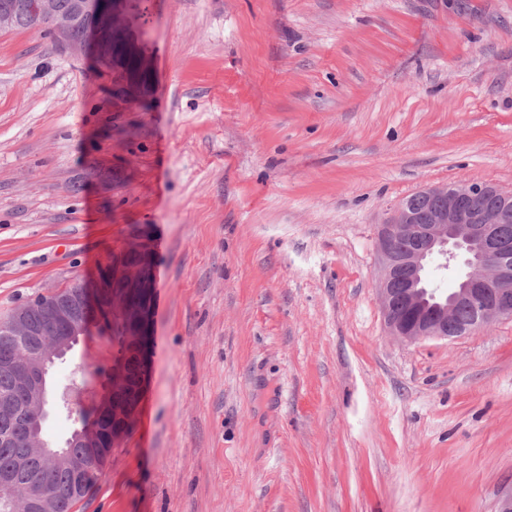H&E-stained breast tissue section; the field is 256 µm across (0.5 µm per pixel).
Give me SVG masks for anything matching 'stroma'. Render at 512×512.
<instances>
[{
  "label": "stroma",
  "instance_id": "1",
  "mask_svg": "<svg viewBox=\"0 0 512 512\" xmlns=\"http://www.w3.org/2000/svg\"><path fill=\"white\" fill-rule=\"evenodd\" d=\"M116 24L142 92L0 30V320L153 256L139 419L75 512H496L512 319L390 336L377 235L427 187L512 193V0H151Z\"/></svg>",
  "mask_w": 512,
  "mask_h": 512
}]
</instances>
